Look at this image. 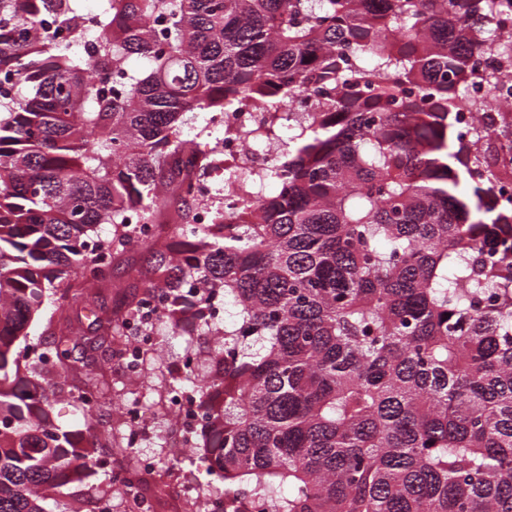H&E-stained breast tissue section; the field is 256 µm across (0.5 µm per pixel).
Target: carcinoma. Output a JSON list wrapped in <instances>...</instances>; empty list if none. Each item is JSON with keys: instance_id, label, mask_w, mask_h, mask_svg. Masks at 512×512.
<instances>
[{"instance_id": "obj_1", "label": "carcinoma", "mask_w": 512, "mask_h": 512, "mask_svg": "<svg viewBox=\"0 0 512 512\" xmlns=\"http://www.w3.org/2000/svg\"><path fill=\"white\" fill-rule=\"evenodd\" d=\"M0 0V512H47L74 484L142 512L133 469L94 478L97 447L50 421L37 368L80 382L89 413L109 390L72 357L18 347L40 317L99 302L118 252L169 198L183 204L125 309L98 306L97 337L123 336L142 297L158 320L206 336V306L235 308L202 404L224 512H512V0ZM483 70L474 98L473 60ZM313 109L280 110L299 98ZM463 108L488 114L465 135ZM262 110L244 134L286 142L261 175L224 167L237 201L196 224L192 176L214 147L183 134L194 112ZM276 191H267L268 184ZM112 227V235L101 227Z\"/></svg>"}]
</instances>
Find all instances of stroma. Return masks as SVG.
Returning a JSON list of instances; mask_svg holds the SVG:
<instances>
[{
    "label": "stroma",
    "mask_w": 512,
    "mask_h": 512,
    "mask_svg": "<svg viewBox=\"0 0 512 512\" xmlns=\"http://www.w3.org/2000/svg\"><path fill=\"white\" fill-rule=\"evenodd\" d=\"M159 222L163 231L156 240L120 248L119 257L112 266V283L102 292L103 302L113 310L124 308L134 286L141 284L143 274L156 263L159 254L167 250L172 231L168 214H160ZM91 321L88 309L79 303L54 317L43 316L32 322L29 339L33 342L51 341L64 322L70 323L72 335L87 336L92 332ZM215 342V337L198 335L196 329L161 323L155 346L145 358L148 381L144 384L128 377L120 358L129 343L128 337L102 341L88 355L89 371L105 373L110 383V392L96 411L95 426L98 433L111 435L114 445L101 449L100 458L107 470L119 472L132 467L134 458L140 454L156 456L160 474L146 479L143 485V492L152 504V512H183L180 490L185 483H196L207 493L217 490L215 477L206 472L203 449L178 445L179 427L157 403L159 387L168 381H179L183 354L193 352L200 364H207L210 348ZM43 376L57 385V402L53 409L55 425L64 431L85 433L86 413L77 399L73 382L60 381L52 369L44 371ZM131 396L140 397L143 401V439L137 446L126 448L120 444L122 426L118 409Z\"/></svg>",
    "instance_id": "stroma-1"
}]
</instances>
